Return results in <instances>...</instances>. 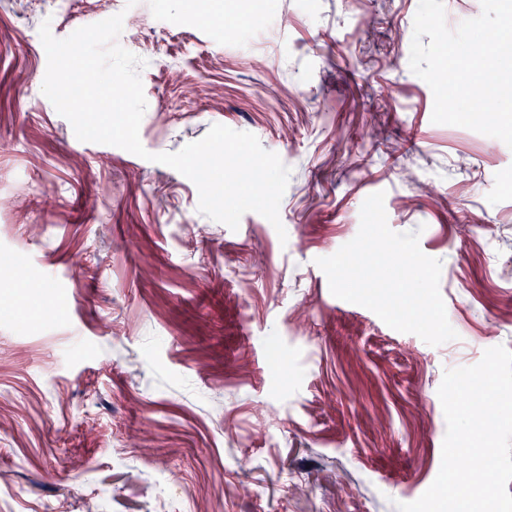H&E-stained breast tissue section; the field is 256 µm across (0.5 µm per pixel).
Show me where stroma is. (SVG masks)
Returning <instances> with one entry per match:
<instances>
[{
  "label": "stroma",
  "instance_id": "obj_1",
  "mask_svg": "<svg viewBox=\"0 0 512 512\" xmlns=\"http://www.w3.org/2000/svg\"><path fill=\"white\" fill-rule=\"evenodd\" d=\"M418 3L0 0V263L28 270L0 287V512H397L429 488L445 370L512 350V148L432 122ZM128 6L143 147L253 133L291 170L286 239L206 217L191 180L79 141L43 95L42 22ZM380 191L441 261L457 339L331 294L316 260Z\"/></svg>",
  "mask_w": 512,
  "mask_h": 512
}]
</instances>
